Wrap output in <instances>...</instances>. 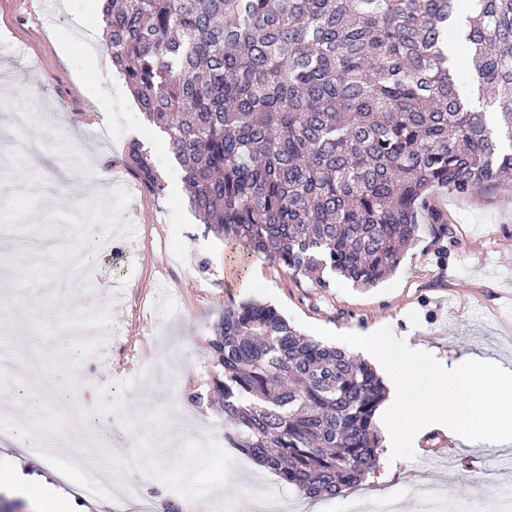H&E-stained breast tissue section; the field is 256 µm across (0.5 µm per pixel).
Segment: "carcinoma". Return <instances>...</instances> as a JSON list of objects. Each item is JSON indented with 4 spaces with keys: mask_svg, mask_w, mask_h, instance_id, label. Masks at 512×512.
Returning a JSON list of instances; mask_svg holds the SVG:
<instances>
[{
    "mask_svg": "<svg viewBox=\"0 0 512 512\" xmlns=\"http://www.w3.org/2000/svg\"><path fill=\"white\" fill-rule=\"evenodd\" d=\"M102 31L202 223L317 288L389 277L431 190L512 177V0H104ZM127 154L164 191L149 151ZM210 348L230 447L308 499L379 467L366 361L252 300L224 306Z\"/></svg>",
    "mask_w": 512,
    "mask_h": 512,
    "instance_id": "obj_1",
    "label": "carcinoma"
}]
</instances>
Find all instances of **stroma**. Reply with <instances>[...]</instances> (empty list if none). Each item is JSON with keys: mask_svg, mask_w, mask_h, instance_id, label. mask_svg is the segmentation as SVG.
Here are the masks:
<instances>
[{"mask_svg": "<svg viewBox=\"0 0 512 512\" xmlns=\"http://www.w3.org/2000/svg\"><path fill=\"white\" fill-rule=\"evenodd\" d=\"M101 10L99 0H73L49 24L44 0H0V71L10 74L0 84V114L38 104L36 133L47 143L0 164V267L12 273L0 292V339L18 362L0 366V392L20 409L0 417V438L64 436L72 406L107 434L92 453L111 467L113 493L136 480L158 512L186 501L252 512L258 490L274 485L284 512H294L301 495L228 448L223 415L191 400L211 389L210 340L225 305H272L301 331L311 324L367 335L386 326L446 364L478 353L512 371L511 181L468 196L433 191L415 242L377 286L339 279L315 288L254 256L243 257L241 278H230L224 243L191 209L164 133L112 67ZM133 140L152 149L163 192L130 169ZM433 209L447 218L449 236L437 235ZM115 238L131 243L130 264L113 262L107 244ZM79 259L95 292L65 281ZM91 312L121 330L101 333L97 355L64 332ZM200 429L214 436L203 450L192 441ZM414 448L412 460L381 454L364 481L367 512L386 494L402 512H417L422 482L445 512L512 500V467L499 445L426 430Z\"/></svg>", "mask_w": 512, "mask_h": 512, "instance_id": "obj_1", "label": "stroma"}]
</instances>
